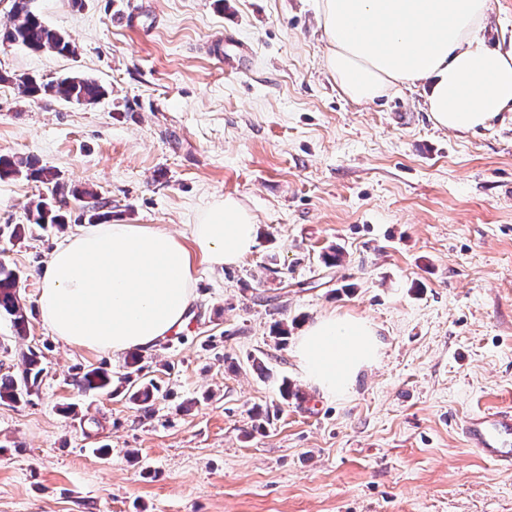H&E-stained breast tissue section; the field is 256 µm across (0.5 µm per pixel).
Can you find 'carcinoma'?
Here are the masks:
<instances>
[{
	"label": "carcinoma",
	"mask_w": 512,
	"mask_h": 512,
	"mask_svg": "<svg viewBox=\"0 0 512 512\" xmlns=\"http://www.w3.org/2000/svg\"><path fill=\"white\" fill-rule=\"evenodd\" d=\"M11 13V26L0 30V44L15 43L33 51L51 49L60 55L75 53L71 38L49 26L35 8L24 4L15 5L11 8ZM11 79L13 78L0 74V82ZM13 80L17 81L23 87L25 95L31 98L52 96L67 102L83 99L92 104L108 95L106 87L91 78L80 75H66L46 83L29 76H19ZM18 176L43 184L46 194L31 203L28 224L7 226V234L11 241L24 239L26 234L31 232L33 224L41 227L45 224L65 223L64 216L56 210L55 200L58 197L64 198L70 195L83 201L84 207L89 209V219L97 224L109 218V214L100 212L101 206L95 194L79 191L66 192L56 173L38 165L34 159L0 156V178ZM17 280V272L0 261V315L9 316L15 333L22 336L26 333L27 319L21 304ZM41 373L42 368L39 367L36 353L29 352L25 356V367L20 377L16 378L10 374L0 376V401L17 403L31 395ZM111 383L112 379L107 372L94 368L84 374L81 387L85 390H103ZM157 391L158 386L153 380L141 376L133 385L131 400L145 408L154 400Z\"/></svg>",
	"instance_id": "carcinoma-1"
}]
</instances>
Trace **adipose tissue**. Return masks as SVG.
Masks as SVG:
<instances>
[{
  "instance_id": "obj_1",
  "label": "adipose tissue",
  "mask_w": 512,
  "mask_h": 512,
  "mask_svg": "<svg viewBox=\"0 0 512 512\" xmlns=\"http://www.w3.org/2000/svg\"><path fill=\"white\" fill-rule=\"evenodd\" d=\"M318 2L325 68L352 101L421 83L436 125L465 133L512 108V53L484 39L490 0ZM255 241L254 214L231 195L209 203L181 237L116 221L78 227L42 270L41 319L61 340L90 351L147 349L183 325L197 262L238 264ZM380 349L371 323L330 314L302 329L294 357L307 380L333 397L348 392Z\"/></svg>"
}]
</instances>
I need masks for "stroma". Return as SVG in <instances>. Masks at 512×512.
Wrapping results in <instances>:
<instances>
[{
    "mask_svg": "<svg viewBox=\"0 0 512 512\" xmlns=\"http://www.w3.org/2000/svg\"><path fill=\"white\" fill-rule=\"evenodd\" d=\"M35 6L76 52L0 48V155L175 234L233 195L257 238L237 265L198 264L184 327L140 353L159 387L143 411L125 356L68 345L40 318L41 269L87 223L81 202L64 228L0 237L28 318L21 338L0 316V375L31 347L44 367L30 397L0 402V512H512V470L460 433L512 406V112L458 133L435 126L421 84L351 101L324 66L317 0ZM66 73L111 94L34 101L15 82ZM42 190L0 179V228L27 223ZM331 313L373 322L382 343L336 398L293 358ZM98 367L112 392L80 387ZM285 380L299 398L281 397Z\"/></svg>",
    "mask_w": 512,
    "mask_h": 512,
    "instance_id": "obj_1",
    "label": "stroma"
}]
</instances>
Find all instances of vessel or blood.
<instances>
[{
    "instance_id": "obj_1",
    "label": "vessel or blood",
    "mask_w": 512,
    "mask_h": 512,
    "mask_svg": "<svg viewBox=\"0 0 512 512\" xmlns=\"http://www.w3.org/2000/svg\"><path fill=\"white\" fill-rule=\"evenodd\" d=\"M467 447L497 464L512 468V409L469 415L461 426Z\"/></svg>"
}]
</instances>
